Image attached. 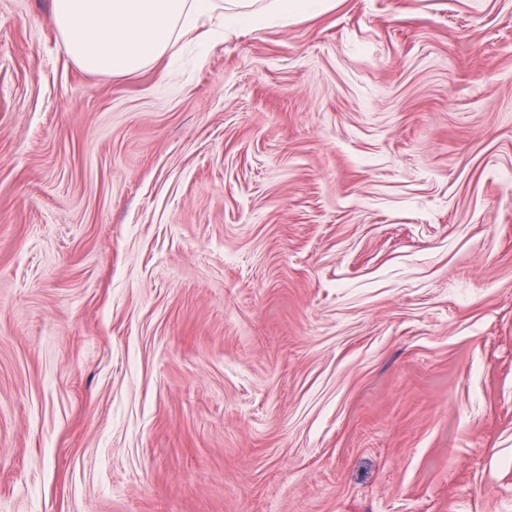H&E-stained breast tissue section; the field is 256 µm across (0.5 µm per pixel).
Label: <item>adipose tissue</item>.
Listing matches in <instances>:
<instances>
[{"instance_id": "adipose-tissue-1", "label": "adipose tissue", "mask_w": 512, "mask_h": 512, "mask_svg": "<svg viewBox=\"0 0 512 512\" xmlns=\"http://www.w3.org/2000/svg\"><path fill=\"white\" fill-rule=\"evenodd\" d=\"M53 0L64 50L80 67L103 75L130 74L160 60L178 40L220 14L225 27H261L273 16L316 13L325 0Z\"/></svg>"}]
</instances>
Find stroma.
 <instances>
[{"instance_id": "obj_1", "label": "stroma", "mask_w": 512, "mask_h": 512, "mask_svg": "<svg viewBox=\"0 0 512 512\" xmlns=\"http://www.w3.org/2000/svg\"><path fill=\"white\" fill-rule=\"evenodd\" d=\"M61 42L0 0V512H512V0Z\"/></svg>"}]
</instances>
